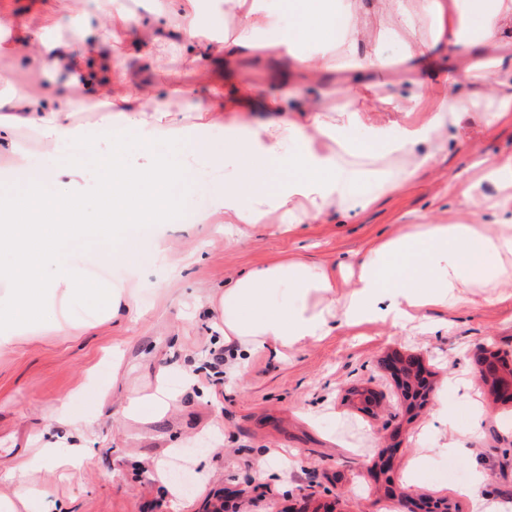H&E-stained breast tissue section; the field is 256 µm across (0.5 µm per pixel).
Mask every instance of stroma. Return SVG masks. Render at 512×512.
<instances>
[{"label":"stroma","instance_id":"obj_1","mask_svg":"<svg viewBox=\"0 0 512 512\" xmlns=\"http://www.w3.org/2000/svg\"><path fill=\"white\" fill-rule=\"evenodd\" d=\"M36 29L56 25L67 34L66 16L55 0H0V15ZM178 15L165 17L162 41L142 42L137 30L121 33L101 50L102 60L122 56L130 88L149 91L169 111L193 123L207 108V84L165 39L175 37ZM271 45L266 55L237 60L235 74L251 79L258 96L281 94L268 78L277 61L276 32L262 34ZM512 157V121L493 128L465 127L461 139L446 144L429 167L348 217L332 210L283 235L269 224L239 225L233 239L224 235V217L211 214L195 224H156L153 237L138 240L136 258H112L111 239L96 234L69 245L70 255L92 253L98 265L87 276L98 282L147 278L142 312L133 318L117 311L84 329L61 331L47 326L17 337L0 349V459L26 462V484L37 489L36 512H215L223 505L239 512H407L399 497L446 498L460 512H475L461 489L473 479L475 465L486 466L488 494L512 503V432L489 425L467 460L447 449L465 439L469 405L512 422V402L494 400L479 378L477 349L512 353V307L485 304L484 289L473 288L454 308L431 307L422 325L372 322L360 326L361 340L338 329L324 341L277 361L269 354L248 358L239 377L212 386L184 389L178 405L162 420L123 419L120 407L135 389L155 383L165 365L188 368L204 359L218 330L204 307L206 299L239 273L264 263L298 257L336 267L356 262L371 243L400 233L407 225L429 220L459 221L464 205L454 192L458 181L474 176L485 158ZM181 159V146L159 138L151 152L127 141L123 164L156 168ZM165 262H158V255ZM420 356L432 374L429 402L409 414L383 362L391 353ZM468 382L469 402H462L449 375ZM370 390L376 400L365 412L347 400L353 388ZM69 396V417L93 419L87 432L90 455L78 466L47 468L36 464L39 448L57 441L64 430L47 426L59 398ZM453 413L452 429L438 434L424 426L438 401ZM179 452H169L171 443ZM430 448L425 476L405 486L402 474L417 446ZM262 448H286L289 468L255 480L252 471ZM389 450L392 466L382 476L373 463ZM163 464L171 479L152 480L153 465ZM191 476L190 487L173 481L174 472Z\"/></svg>","mask_w":512,"mask_h":512}]
</instances>
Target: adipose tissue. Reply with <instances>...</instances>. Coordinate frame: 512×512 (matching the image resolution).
I'll return each instance as SVG.
<instances>
[{
	"mask_svg": "<svg viewBox=\"0 0 512 512\" xmlns=\"http://www.w3.org/2000/svg\"><path fill=\"white\" fill-rule=\"evenodd\" d=\"M95 3L111 24H93L84 8L71 6L66 38L50 26L17 36L0 16V56L24 55L47 80L36 95L8 81L0 85V154L11 158L0 167V184L11 187L0 194V250L14 253L11 265L0 269V347L49 321L59 329L76 324L77 309L88 302L109 313L138 311L142 283L92 282L85 261L65 251L97 234L111 237L115 257L129 256L141 225L183 210L175 186L191 161L223 169L220 180L200 173L197 186L225 223L272 224L289 234L327 211L363 210L393 192L431 163L441 142L456 138L464 117L489 128L512 116V0H286L282 15L264 0H224L225 13L239 20L225 34L202 26L196 0H170L182 31L169 50L183 57L200 39L215 45L199 58L201 71L259 50L257 34L274 29L294 61L292 70L278 72L280 83L336 76L327 92L298 103L293 115L288 95L256 99L243 78L229 91L215 84V107L234 115L220 144L210 136L209 111L185 128L148 92L127 91L122 58L105 69L91 64L117 31L151 26L113 12L112 0ZM373 13L381 22L376 32L368 23ZM389 44L402 56L387 54ZM440 49L450 59L442 72L433 64ZM377 94L398 119L373 122L351 105ZM94 106L102 109L96 124L75 121L76 112ZM244 112L272 118L245 122ZM22 127L48 149L43 170L34 168L18 138ZM131 128L145 146L155 133L181 143L179 165L121 166ZM106 141L113 152L99 159L112 178L90 195L82 188L86 163ZM64 145L73 148L65 157L58 152ZM489 175L497 194L480 195L468 180L458 184L467 205L462 222L410 225L372 244L345 299L337 297L334 269L297 258L241 273L212 300L232 367L258 352L282 355L323 341L338 320L350 327L397 323L428 306H455L463 289L477 285L490 288L491 303L512 302L504 288L512 280V159L492 162ZM488 210L498 212L497 223L485 222ZM193 380L192 371L171 366L153 393L127 397L122 413L163 419L179 402V385Z\"/></svg>",
	"mask_w": 512,
	"mask_h": 512,
	"instance_id": "obj_1",
	"label": "adipose tissue"
}]
</instances>
